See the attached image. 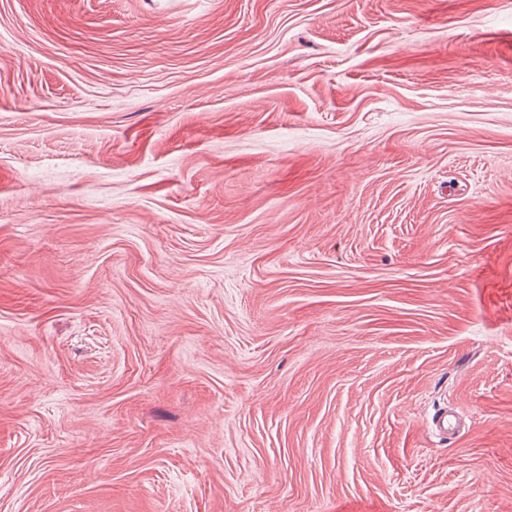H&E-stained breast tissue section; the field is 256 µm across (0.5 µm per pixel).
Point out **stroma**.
I'll return each mask as SVG.
<instances>
[{"label":"stroma","instance_id":"1","mask_svg":"<svg viewBox=\"0 0 512 512\" xmlns=\"http://www.w3.org/2000/svg\"><path fill=\"white\" fill-rule=\"evenodd\" d=\"M0 512H512V0H0Z\"/></svg>","mask_w":512,"mask_h":512}]
</instances>
